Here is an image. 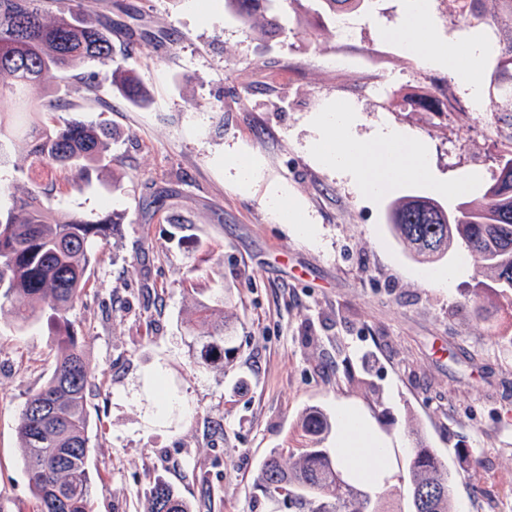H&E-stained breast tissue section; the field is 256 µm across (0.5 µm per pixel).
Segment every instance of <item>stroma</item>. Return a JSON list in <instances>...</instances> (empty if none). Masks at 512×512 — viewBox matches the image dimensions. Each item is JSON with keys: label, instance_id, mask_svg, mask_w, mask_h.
<instances>
[{"label": "stroma", "instance_id": "1", "mask_svg": "<svg viewBox=\"0 0 512 512\" xmlns=\"http://www.w3.org/2000/svg\"><path fill=\"white\" fill-rule=\"evenodd\" d=\"M406 0H375L357 35L277 38L245 28L223 0H83L112 25L116 57L143 84L132 103L108 83L42 88L112 130V162L90 181L54 172L60 213L116 215L97 245L89 284L67 314L93 373L92 467L105 486L94 512H143L155 479L194 512H288L255 489L272 449L318 408L357 412L384 439L388 499L405 451L421 437L455 475L462 512H503L512 492V304L484 322L471 291L479 273L463 249L417 261L391 235L392 197L433 195L467 172L498 173L499 137L483 112L434 114L395 98L429 91L468 104L463 84L425 66L389 36ZM349 56L336 64V54ZM354 110L348 133L372 142L404 130L429 155L428 180L361 196L349 173L316 156L320 107ZM257 164L240 184L231 156ZM283 190L305 219L285 224L265 204ZM455 270L448 285L433 275ZM224 295L238 315L234 354L204 364L196 301ZM18 297L0 308V512H32L16 421L50 376L60 334L48 312L20 325Z\"/></svg>", "mask_w": 512, "mask_h": 512}]
</instances>
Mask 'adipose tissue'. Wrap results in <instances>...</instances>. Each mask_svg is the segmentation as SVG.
Returning a JSON list of instances; mask_svg holds the SVG:
<instances>
[{
	"label": "adipose tissue",
	"instance_id": "obj_1",
	"mask_svg": "<svg viewBox=\"0 0 512 512\" xmlns=\"http://www.w3.org/2000/svg\"><path fill=\"white\" fill-rule=\"evenodd\" d=\"M428 14L429 0H408L407 12L392 32V39L407 52L418 55L426 65L447 68L449 73L461 78L474 110L483 111L485 96L476 76L484 55L483 46L477 42L466 46L442 44L427 28ZM316 120L322 130L319 162L347 171L363 196L376 198L398 179L423 178L429 174L425 149L409 142L400 129L382 127L377 143L369 144L346 136V129L354 121L348 109L324 105ZM340 416L345 428L337 449L338 457L354 462L367 482L381 486L385 480L383 462L388 457V448L351 409L341 408Z\"/></svg>",
	"mask_w": 512,
	"mask_h": 512
}]
</instances>
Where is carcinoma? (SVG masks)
Returning a JSON list of instances; mask_svg holds the SVG:
<instances>
[{
  "mask_svg": "<svg viewBox=\"0 0 512 512\" xmlns=\"http://www.w3.org/2000/svg\"><path fill=\"white\" fill-rule=\"evenodd\" d=\"M58 15L48 21L41 0H0V97L19 99L23 121L4 120L0 113V167L14 154L27 166L15 170L33 184L27 194L0 209V307L20 296L29 307L15 311L25 325L35 311L62 317L82 299L88 286L91 247L112 236V215L91 219L59 214L50 205L52 184L42 175L52 169L77 170L89 181L100 171L112 139L107 126L75 115L59 125L36 120L52 101L33 95L42 78L52 74L68 84L73 71L97 62L102 70L83 82L89 90L100 81L117 87L133 102L143 96L132 71L112 65V26L95 23L80 0H56ZM274 0H224V11L245 26L261 18L271 36L285 33ZM284 11L306 4L304 27L323 31L343 16L367 9L370 0H280ZM457 22L490 43L494 62L489 97L512 105V0H455ZM408 104L425 112H461L432 94ZM389 226L394 236L420 260L434 262L457 247L464 248L489 281L478 282L474 295L512 294V138L502 142L499 173L480 194L449 208L437 199L403 194L391 200ZM195 320L205 329L208 358L222 360L232 350L236 314L223 304L196 302ZM92 375L85 361L83 338L70 329L57 339L55 367L47 381L27 399L17 421L23 468L36 512H92L96 491L90 466V412L87 396ZM308 442L299 448H275L255 477L266 495L280 497L293 512H457L454 477L435 449L417 442L410 449L404 504L389 505L343 467L337 455L320 447L330 433V417L308 409L297 419ZM145 512H192L166 481L155 480Z\"/></svg>",
  "mask_w": 512,
  "mask_h": 512,
  "instance_id": "cac0c4a2",
  "label": "carcinoma"
}]
</instances>
